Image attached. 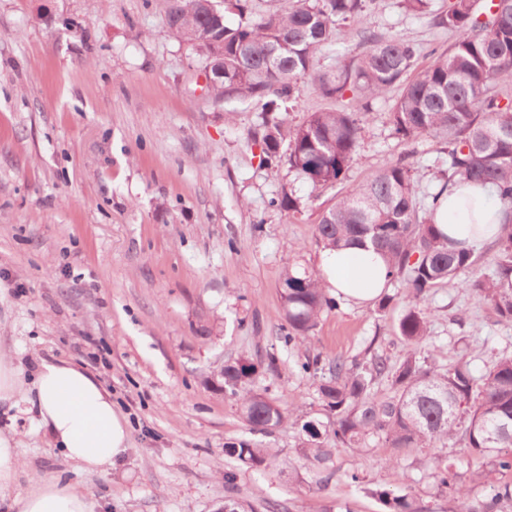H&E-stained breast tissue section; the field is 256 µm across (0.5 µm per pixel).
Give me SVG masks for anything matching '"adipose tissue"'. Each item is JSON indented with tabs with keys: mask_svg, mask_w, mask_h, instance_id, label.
Returning a JSON list of instances; mask_svg holds the SVG:
<instances>
[{
	"mask_svg": "<svg viewBox=\"0 0 512 512\" xmlns=\"http://www.w3.org/2000/svg\"><path fill=\"white\" fill-rule=\"evenodd\" d=\"M494 195L488 185L453 186L440 199L434 222L449 239L480 248L501 231ZM320 261L327 287L349 304L366 305L386 287L385 264L371 245L327 251ZM0 407L34 413L53 447L87 472L112 465L126 448L127 422L114 409L111 393L86 368L70 361H40L28 384L10 352L0 347ZM23 467L17 432L0 434V512H89L86 495L58 480L39 481L26 493H14Z\"/></svg>",
	"mask_w": 512,
	"mask_h": 512,
	"instance_id": "adipose-tissue-1",
	"label": "adipose tissue"
}]
</instances>
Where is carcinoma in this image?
Returning a JSON list of instances; mask_svg holds the SVG:
<instances>
[{
  "mask_svg": "<svg viewBox=\"0 0 512 512\" xmlns=\"http://www.w3.org/2000/svg\"><path fill=\"white\" fill-rule=\"evenodd\" d=\"M251 2L224 0L219 9L215 0H169L168 25L205 66L224 72L212 90L226 99H257L265 111L280 112L308 80L321 97L342 103L296 126L265 120L252 134L263 162H287L315 192L335 187L357 154L362 116L397 87L389 114L393 133L406 141L440 140L447 176L424 193L417 163H388L338 197L316 225L325 249L372 245L385 261L388 283L404 290L399 364L380 356L329 360V376L318 385L321 419L298 405L287 411L254 389L257 366L246 360L224 365V395L237 401L253 432L271 434L285 416H296L303 432L298 456L314 471L329 470L334 449L363 451L374 438L393 449L390 467H399L403 456L417 457L436 486L452 493L454 512H512V484L499 478L512 471V354L480 375L463 360L436 365L427 348L426 305L433 289L457 279L498 321L512 322V0H448L440 9L434 0H400L407 13L455 34L454 41L426 50L365 29L359 50L336 56L325 69L318 55L335 40L337 24L364 23L367 0H278V8L259 15ZM422 55L430 62L419 69ZM456 179L494 186L505 215L486 272L479 254L451 243L433 221L439 198ZM280 297L290 345L310 338L324 310L338 306L320 275L290 263ZM384 378L391 394L379 397L374 385ZM437 443L488 460L490 469L476 475L487 490L484 501H467L455 460L431 456ZM224 454L248 469L279 462L273 449L247 442L227 445ZM380 499L390 512H420L408 494L383 490Z\"/></svg>",
  "mask_w": 512,
  "mask_h": 512,
  "instance_id": "obj_1",
  "label": "carcinoma"
}]
</instances>
